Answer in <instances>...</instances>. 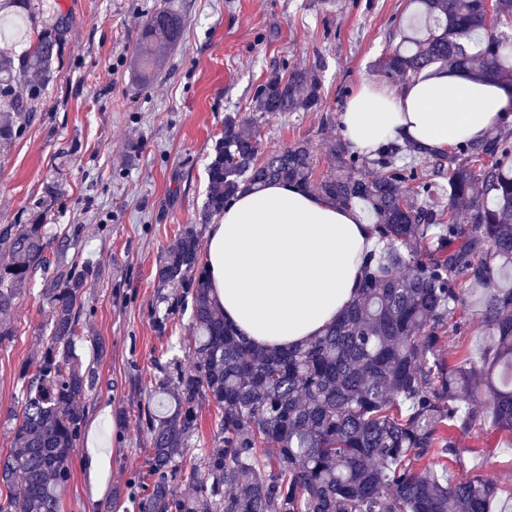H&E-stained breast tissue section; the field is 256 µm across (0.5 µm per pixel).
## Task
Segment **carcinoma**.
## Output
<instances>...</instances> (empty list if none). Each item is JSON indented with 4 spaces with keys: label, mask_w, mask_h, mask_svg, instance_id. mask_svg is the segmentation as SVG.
<instances>
[{
    "label": "carcinoma",
    "mask_w": 512,
    "mask_h": 512,
    "mask_svg": "<svg viewBox=\"0 0 512 512\" xmlns=\"http://www.w3.org/2000/svg\"><path fill=\"white\" fill-rule=\"evenodd\" d=\"M33 25L15 54L0 46V148L33 119L32 103L53 74L70 20H43L38 0H0ZM399 43L378 60L387 76L411 81L446 67L474 80L512 82V0H408ZM184 16L161 5L137 46L148 82L177 44ZM321 98L314 71L270 72L254 96L256 118L224 117V136L207 167L208 217L244 189L292 182L347 207L369 204L378 247L367 255L357 298L322 335L284 351L249 344L224 320L207 283L197 229L188 225L157 258L159 288H179L190 310L194 361L174 386L156 383L139 411L150 454L137 512H490L500 488L480 474L448 477L464 449L454 436L490 421L512 432V132L497 130L440 155L431 177L397 165L412 143L371 155L326 143L328 170L316 177L307 141L267 156L258 120L311 112ZM448 174V206L434 178ZM43 224H0V342L33 275L49 265ZM87 262L58 267L44 282L49 327L42 351L23 370L20 413L7 416L11 448L0 455V512H61L60 491L87 419L92 376L75 354ZM492 336L482 364H451L444 345L462 288ZM215 408L224 447L199 465L185 448L199 434L198 409ZM194 485L177 491L176 482Z\"/></svg>",
    "instance_id": "cac0c4a2"
}]
</instances>
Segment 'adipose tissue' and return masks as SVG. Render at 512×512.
I'll use <instances>...</instances> for the list:
<instances>
[{"mask_svg": "<svg viewBox=\"0 0 512 512\" xmlns=\"http://www.w3.org/2000/svg\"><path fill=\"white\" fill-rule=\"evenodd\" d=\"M512 122V93L445 70L404 89L362 83L340 114L351 151L368 154L407 139L431 151L480 140ZM374 226L292 184L244 190L213 217L204 261L213 299L253 345L285 350L320 335L356 297Z\"/></svg>", "mask_w": 512, "mask_h": 512, "instance_id": "1", "label": "adipose tissue"}]
</instances>
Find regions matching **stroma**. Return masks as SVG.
Here are the masks:
<instances>
[{
    "instance_id": "35a3bbf8",
    "label": "stroma",
    "mask_w": 512,
    "mask_h": 512,
    "mask_svg": "<svg viewBox=\"0 0 512 512\" xmlns=\"http://www.w3.org/2000/svg\"><path fill=\"white\" fill-rule=\"evenodd\" d=\"M169 2L185 18L182 40L157 76L141 84L132 68L147 16ZM406 0H45L67 12L70 30L34 120L0 152V224L47 226L68 237L64 259L97 270L83 299L77 353L96 373L85 432L62 493V512H130L135 477L147 471L148 445L138 413L170 360L193 362L188 313L156 286L155 260L186 225L206 235L201 218L207 166L226 114L251 117L267 71L317 68L322 101L260 123L263 151L310 142L324 174L327 140L341 136L339 114L361 81L393 84L376 63L400 40ZM49 207H41L43 198ZM43 273H36L11 316L12 339L0 343V453L10 446L3 423L20 411L22 365L47 323ZM165 320V331L156 323ZM491 344L477 322L449 326L451 362L481 361ZM466 453L450 466L457 479L481 473L502 492L491 512L512 507V434H458ZM107 457L90 475L91 451Z\"/></svg>"
}]
</instances>
